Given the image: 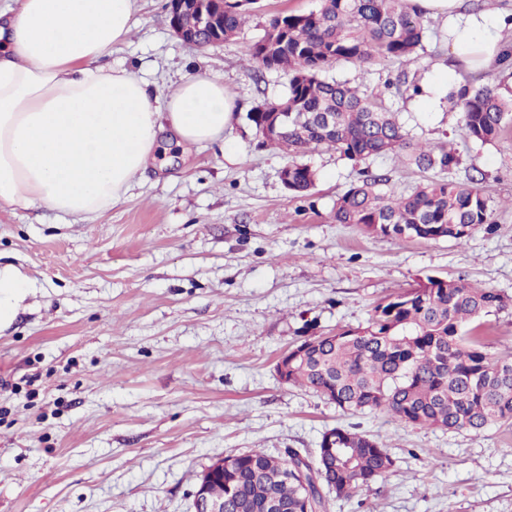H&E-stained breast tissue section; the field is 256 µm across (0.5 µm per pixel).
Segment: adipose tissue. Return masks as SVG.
<instances>
[{
  "label": "adipose tissue",
  "mask_w": 512,
  "mask_h": 512,
  "mask_svg": "<svg viewBox=\"0 0 512 512\" xmlns=\"http://www.w3.org/2000/svg\"><path fill=\"white\" fill-rule=\"evenodd\" d=\"M0 8V204H44L89 221L118 203L159 154L158 133L177 144L211 142L232 129L238 105L222 83L189 76L159 99L125 70L101 66L131 33L134 0H17ZM449 24L447 67L425 84L419 111L438 112L461 69H486L505 23L467 0H415ZM30 290L0 266V327Z\"/></svg>",
  "instance_id": "ef3b65f1"
}]
</instances>
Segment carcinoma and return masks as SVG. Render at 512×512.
<instances>
[{
	"label": "carcinoma",
	"instance_id": "cac0c4a2",
	"mask_svg": "<svg viewBox=\"0 0 512 512\" xmlns=\"http://www.w3.org/2000/svg\"><path fill=\"white\" fill-rule=\"evenodd\" d=\"M255 2L224 0V40L242 32ZM425 23L412 0H320L315 11L273 17L249 46L248 62L287 73L288 89L247 119L262 143L290 157L286 189L294 195L306 194L316 180L297 158L319 148L356 161L392 154L436 173L392 198L380 189L388 176L369 172L336 200L332 217L376 236L461 241L491 225V210L477 187L446 178L459 164L456 152L412 143L398 113L358 84L322 76L339 62H416ZM447 99L462 114L467 137L481 146L512 125V99L490 85L463 86ZM273 103L288 112L282 135L261 129ZM511 306L512 298L499 292L429 277L377 303L366 326L313 336L289 350L288 385L318 393L344 412L379 411L416 428L478 432L509 423L512 356L488 351L472 325ZM224 461V481L211 488L224 496V512H326L325 498L303 481L299 451L285 457L250 451ZM314 466L324 485L347 498L384 478L394 459L383 443L336 426L322 435Z\"/></svg>",
	"mask_w": 512,
	"mask_h": 512
}]
</instances>
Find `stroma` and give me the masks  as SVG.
Instances as JSON below:
<instances>
[{
	"mask_svg": "<svg viewBox=\"0 0 512 512\" xmlns=\"http://www.w3.org/2000/svg\"><path fill=\"white\" fill-rule=\"evenodd\" d=\"M168 0H137L109 61L168 94L184 76L223 83L239 104L225 141L167 151L112 209L73 221L50 207L0 206V262L33 285L0 329V512H193L211 461L294 448L315 456L344 426L386 445L395 465L327 512H512V426L414 428L341 411L283 384L278 358L300 341L364 326L380 300L429 276L512 297V131L477 146L455 112H419L413 85L448 62V28L429 19L417 63L332 65L362 78L413 140L451 142L456 181L476 177L492 230L464 240L384 238L332 208L362 169L410 194L425 175L392 156L303 157L314 188L296 197L287 157L260 145L246 115L288 75L254 71L247 48L275 15L318 0H257L235 40L198 49L172 30Z\"/></svg>",
	"mask_w": 512,
	"mask_h": 512,
	"instance_id": "obj_1",
	"label": "stroma"
}]
</instances>
